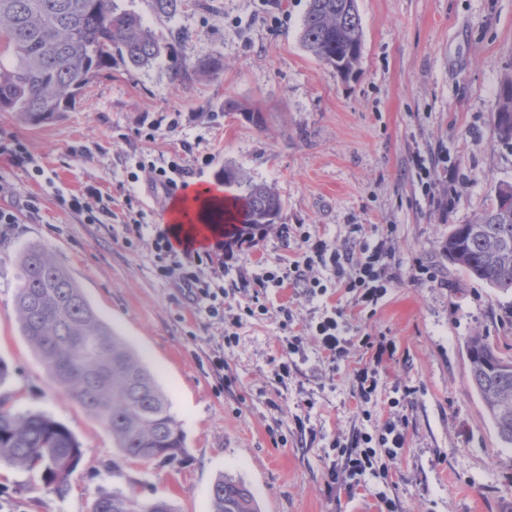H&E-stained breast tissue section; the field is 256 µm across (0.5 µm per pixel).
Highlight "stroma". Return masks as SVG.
<instances>
[{"mask_svg":"<svg viewBox=\"0 0 512 512\" xmlns=\"http://www.w3.org/2000/svg\"><path fill=\"white\" fill-rule=\"evenodd\" d=\"M165 35L180 32L176 54L195 64L219 53L224 73L174 80L167 58L92 78L68 112L31 126L0 112V360L10 370L0 398L16 410L64 424L85 454L63 493L39 472L0 463V512H90L98 492L120 488L143 501L169 499L178 512H210L215 478L226 473L253 491L261 512H379V494L398 512H512V449L501 447L469 382L466 340L481 334L512 350V291L504 293L453 268L442 251L449 229L468 223L512 182V142L500 140L495 114L512 77V0H358L360 71L344 80L299 43L307 0H190L159 18L152 0H117ZM259 109L262 126L228 113V103ZM24 148L26 165L10 156ZM431 170L424 193L414 166ZM176 160L192 182L215 183L232 164L276 190L277 224L235 250L224 273V316L197 312L159 274L151 237L131 220L165 225L166 203L152 187L155 168ZM95 187L90 222L60 206L58 194ZM311 224L329 246L349 227L367 241L388 235L396 281L375 313L352 294L310 295L288 280L299 258L288 238ZM46 247L98 314L138 352L168 395L185 435L177 463L125 460L109 429L48 377L20 331L14 297L18 253ZM430 277L414 280L417 267ZM281 286L256 288L266 271ZM259 297L266 314L242 311ZM348 319L349 351L330 361L307 328L332 309ZM243 320L225 346L226 321ZM301 334L297 353L285 346ZM364 336L394 341L378 368L370 417L351 381L369 362ZM224 358L216 370L213 356ZM289 361L286 381L278 365ZM402 409L408 443L388 478L367 477L353 495L329 489L336 437L371 429L389 401ZM308 416L314 437L294 419Z\"/></svg>","mask_w":512,"mask_h":512,"instance_id":"obj_1","label":"stroma"}]
</instances>
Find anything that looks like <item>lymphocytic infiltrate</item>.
Returning <instances> with one entry per match:
<instances>
[{
  "mask_svg": "<svg viewBox=\"0 0 512 512\" xmlns=\"http://www.w3.org/2000/svg\"><path fill=\"white\" fill-rule=\"evenodd\" d=\"M132 229L140 237L152 235L156 250L168 259L167 264L160 267L161 274L184 292L194 308L213 317L223 316L224 306L211 282L223 279L225 261L232 257L238 245L237 239L218 241L210 249L200 250L190 245L178 249L174 247L168 231L154 233L149 226L137 222L133 223ZM291 237L301 254L300 261L290 269L292 279L306 288L309 294L326 290L325 284L311 275L317 266L333 271L335 287L352 293L365 309H375L393 286L391 266L394 255L385 243H363L356 253L332 250L309 224L296 225ZM206 270L211 273L207 280L202 277ZM346 332V314L338 308L321 317L312 328L320 349L333 361L342 359L347 353ZM362 343L372 350V361L353 372L352 382L358 395V408L366 416L376 398L378 367L384 358L392 356L394 347L382 336L363 337ZM406 445L405 423L396 416L376 423L372 431H360L350 440L335 441L333 447L340 467L331 471L330 481L337 490L354 493L364 486L367 474L388 475L389 463L401 455Z\"/></svg>",
  "mask_w": 512,
  "mask_h": 512,
  "instance_id": "f902f5d3",
  "label": "lymphocytic infiltrate"
}]
</instances>
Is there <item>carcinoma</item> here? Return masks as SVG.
I'll list each match as a JSON object with an SVG mask.
<instances>
[{"mask_svg":"<svg viewBox=\"0 0 512 512\" xmlns=\"http://www.w3.org/2000/svg\"><path fill=\"white\" fill-rule=\"evenodd\" d=\"M157 15L172 18L187 0H153ZM0 37L11 52L0 56V112L37 125L75 105L95 76L115 60L141 69L167 54L174 79L191 73L219 76L217 54L190 65L174 54L173 41L145 25L114 0H0ZM303 48L336 75L359 71L362 28L357 0H308L299 33ZM496 130L512 141V80L504 84ZM224 223L246 242L278 223L283 208L274 188L226 165ZM448 261L492 288L512 290V183L499 184L490 207L458 224L444 241ZM21 287L14 299L22 336L36 350L50 378L66 396L98 418L127 459L175 463L185 453L180 423L151 371L125 339L112 330L71 276L39 244L17 256ZM470 383L499 441L512 447V356L479 334L467 341ZM85 449L54 418L17 411L0 400V462L38 470L47 487L63 491ZM92 512H177L165 498L143 502L122 489L100 492ZM210 512H258L255 496L240 479L220 475L211 490Z\"/></svg>","mask_w":512,"mask_h":512,"instance_id":"cac0c4a2","label":"carcinoma"}]
</instances>
